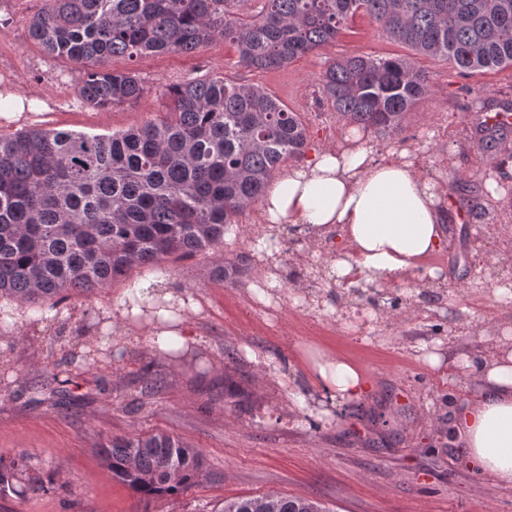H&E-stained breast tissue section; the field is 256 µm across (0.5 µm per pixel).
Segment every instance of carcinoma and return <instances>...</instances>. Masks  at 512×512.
Segmentation results:
<instances>
[{"mask_svg": "<svg viewBox=\"0 0 512 512\" xmlns=\"http://www.w3.org/2000/svg\"><path fill=\"white\" fill-rule=\"evenodd\" d=\"M46 0L31 39L83 66L77 97L104 110L139 100L133 72L107 67L150 53H191L221 37L241 66L276 69L336 41L366 17L415 54L457 72L512 69V0ZM432 91L410 57L343 55L320 77L321 100L344 124L403 130ZM170 110L112 135L30 128L0 135V299L56 307L137 267L157 268L224 243L274 174L309 140L298 113L264 89L224 77L169 90ZM509 126L485 127L495 152ZM112 478L141 498L174 497L203 475L200 449L164 432L107 439ZM27 456L0 457V496L46 492ZM219 512H330L270 494L224 501Z\"/></svg>", "mask_w": 512, "mask_h": 512, "instance_id": "cac0c4a2", "label": "carcinoma"}]
</instances>
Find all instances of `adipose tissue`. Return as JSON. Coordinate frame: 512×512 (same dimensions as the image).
Segmentation results:
<instances>
[{
    "label": "adipose tissue",
    "mask_w": 512,
    "mask_h": 512,
    "mask_svg": "<svg viewBox=\"0 0 512 512\" xmlns=\"http://www.w3.org/2000/svg\"><path fill=\"white\" fill-rule=\"evenodd\" d=\"M451 210L414 158H377L356 129L343 145L317 144L310 158L272 182L261 201L265 224H297L309 241L338 228L343 242L331 264L337 278L387 285L421 273L436 280L428 257L441 250ZM450 364L474 384L457 410L458 436L472 465L498 483L512 485V337L490 352L453 354ZM313 367L341 402L363 392L347 360L319 355Z\"/></svg>",
    "instance_id": "obj_1"
}]
</instances>
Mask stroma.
Wrapping results in <instances>:
<instances>
[{
	"mask_svg": "<svg viewBox=\"0 0 512 512\" xmlns=\"http://www.w3.org/2000/svg\"><path fill=\"white\" fill-rule=\"evenodd\" d=\"M44 0H0V93L34 97L29 111L0 116V133L22 128L112 134L160 119L167 86L224 76L261 87L305 123L311 143H333L347 127L318 98L319 78L345 54L403 56L370 20L287 67L247 69L234 48L215 39L190 54L112 58L135 71L145 91L133 103L98 110L82 104L80 64L45 54L29 37ZM433 91L401 133L365 131L380 157L408 152L445 192L453 209L470 203L480 223H451L446 249L429 257L434 282L410 276L388 286L349 287L330 276L328 248L309 247L292 224L267 231L286 244L276 256L269 310L253 308L249 269L242 282L217 284L213 267L254 250L253 209L239 218L236 242L161 268H137L128 280L91 295L69 292L60 309L42 312L1 300L0 456L30 457L47 492L0 497V512H215L228 498L301 496L331 512H512V486L472 468L457 442L456 404L472 392L453 367L428 356L449 349L491 350L512 335V307L494 286L512 284L510 158L496 166L475 144L474 95L512 104V69L456 75L442 58L422 57ZM192 301L179 318L181 351L152 346L150 317L123 316L129 283L156 279ZM355 365L365 380L358 401L339 404L322 388L313 355ZM57 366L61 395L41 400L35 388ZM147 377L161 386L140 396ZM246 404L234 406L233 393ZM163 431L200 448L207 470L198 486L168 499L144 500L113 479L97 452L110 436Z\"/></svg>",
	"mask_w": 512,
	"mask_h": 512,
	"instance_id": "obj_1",
	"label": "stroma"
}]
</instances>
